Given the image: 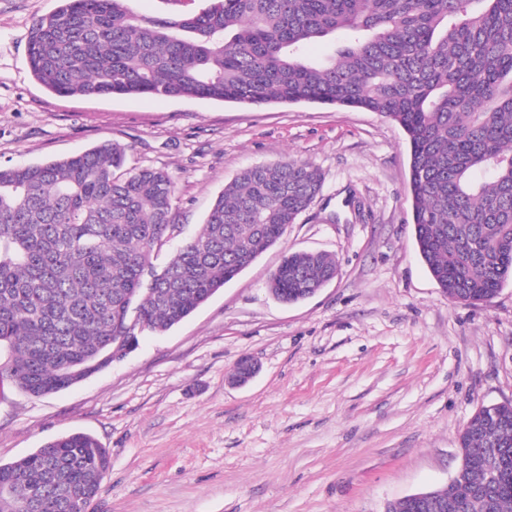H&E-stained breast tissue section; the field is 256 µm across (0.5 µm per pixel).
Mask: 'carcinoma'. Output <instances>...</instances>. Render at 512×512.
<instances>
[{"mask_svg":"<svg viewBox=\"0 0 512 512\" xmlns=\"http://www.w3.org/2000/svg\"><path fill=\"white\" fill-rule=\"evenodd\" d=\"M130 0H58L28 40L34 79L59 96H161L376 112L403 130L418 252L448 299L492 300L512 280V0H206L147 17ZM346 41L315 62L307 46ZM323 187L301 160L251 167L160 270L175 184L102 142L0 167V377L46 396L162 333L276 245ZM336 258L291 252L268 280L302 301ZM462 475L387 512H512V404L460 434ZM111 464L72 433L0 463V512H88Z\"/></svg>","mask_w":512,"mask_h":512,"instance_id":"obj_1","label":"carcinoma"}]
</instances>
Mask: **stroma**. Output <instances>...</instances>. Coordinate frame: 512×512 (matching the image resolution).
I'll return each mask as SVG.
<instances>
[{
    "instance_id": "obj_1",
    "label": "stroma",
    "mask_w": 512,
    "mask_h": 512,
    "mask_svg": "<svg viewBox=\"0 0 512 512\" xmlns=\"http://www.w3.org/2000/svg\"><path fill=\"white\" fill-rule=\"evenodd\" d=\"M57 5L0 0V165L111 141L128 167L166 170L177 217L159 267L248 167L304 160L323 188L276 246L123 359L41 398L0 380V462L95 436L111 466L90 512H386L446 486L471 415L512 404V282L467 306L432 279L401 127L321 104L55 95L26 51L32 21ZM290 250L333 254L338 273L288 305L266 282ZM245 357L257 375L230 384Z\"/></svg>"
}]
</instances>
